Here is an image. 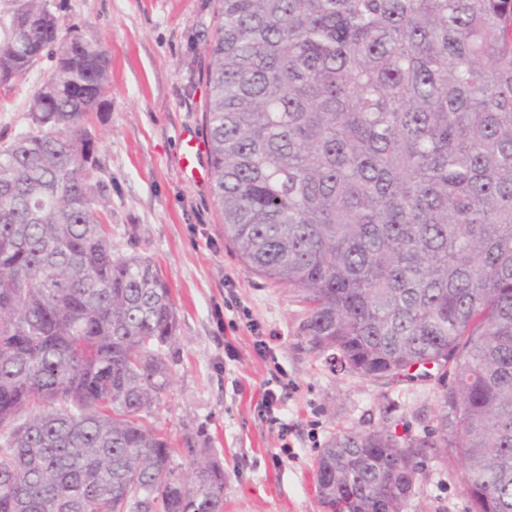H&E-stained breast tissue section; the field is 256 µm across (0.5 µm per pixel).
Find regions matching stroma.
<instances>
[{
  "instance_id": "obj_1",
  "label": "stroma",
  "mask_w": 512,
  "mask_h": 512,
  "mask_svg": "<svg viewBox=\"0 0 512 512\" xmlns=\"http://www.w3.org/2000/svg\"><path fill=\"white\" fill-rule=\"evenodd\" d=\"M60 26L78 24L111 59V89L91 131L106 218L120 255L161 270L176 306L170 383L150 419L167 434L180 471L188 447L224 465V512H323L314 465L342 429L386 427L425 441L408 512H470L459 465L433 444L441 388L426 376L385 384L336 371L303 330L296 290L247 269L224 240L208 160L184 169L181 138L203 133L216 0H48ZM55 60L43 56L0 87V139L33 129L31 104ZM279 340L262 359L240 316ZM284 389L280 438L261 410L265 388Z\"/></svg>"
}]
</instances>
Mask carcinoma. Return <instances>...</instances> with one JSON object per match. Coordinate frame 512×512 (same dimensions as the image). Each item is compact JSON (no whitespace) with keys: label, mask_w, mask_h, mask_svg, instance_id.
<instances>
[{"label":"carcinoma","mask_w":512,"mask_h":512,"mask_svg":"<svg viewBox=\"0 0 512 512\" xmlns=\"http://www.w3.org/2000/svg\"><path fill=\"white\" fill-rule=\"evenodd\" d=\"M44 134L0 144V512H223L217 459L181 475L160 402L176 308L119 256L88 129L110 57L47 0L0 18V79L45 51ZM211 193L255 274L300 293L312 348L398 381L432 364L435 447L471 512H512V0H218ZM423 441L340 430L325 512H406Z\"/></svg>","instance_id":"carcinoma-1"}]
</instances>
